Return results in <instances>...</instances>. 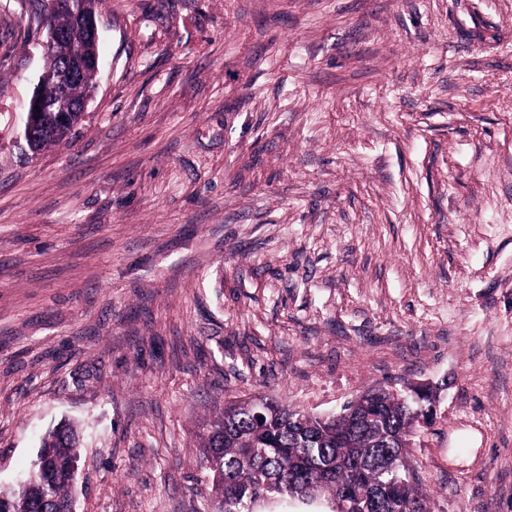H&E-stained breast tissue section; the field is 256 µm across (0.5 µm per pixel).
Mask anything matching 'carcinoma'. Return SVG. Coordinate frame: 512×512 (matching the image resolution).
<instances>
[{
    "instance_id": "cac0c4a2",
    "label": "carcinoma",
    "mask_w": 512,
    "mask_h": 512,
    "mask_svg": "<svg viewBox=\"0 0 512 512\" xmlns=\"http://www.w3.org/2000/svg\"><path fill=\"white\" fill-rule=\"evenodd\" d=\"M44 26L66 32L45 54L43 76L52 82L85 34L68 14L50 16ZM95 78L94 68L84 69L68 86L70 99L81 101ZM84 117L72 112L62 124L56 113H40L28 149L36 154L61 144ZM433 401L432 393L419 404L407 393L378 386L348 402L343 422L333 426L275 400L261 421L243 402L224 406L199 445L212 472L216 512H247L246 505L273 494L303 498L319 492L347 502L350 512H426L429 494L406 474L405 455L421 426L416 410ZM80 447L74 424L48 431L28 482L0 488V512H56L61 504L74 505L71 470Z\"/></svg>"
}]
</instances>
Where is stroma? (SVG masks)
Instances as JSON below:
<instances>
[{
	"mask_svg": "<svg viewBox=\"0 0 512 512\" xmlns=\"http://www.w3.org/2000/svg\"><path fill=\"white\" fill-rule=\"evenodd\" d=\"M39 0H0V486L79 426L76 512H208L225 403L446 382L427 512H512V0H102L30 155ZM99 59H93V67H88L84 69L82 76L79 77L76 81H72L68 86V93L70 99L77 103L81 101L87 92L95 87V78L96 72L95 68L98 67ZM65 93V84L59 82L53 89L48 86L42 79L39 78L38 83L28 100L25 113L24 123V137L26 142L30 138L32 128V118L34 112H41L38 118V127L36 129V136L33 138V143L28 144V149L32 154H36L49 147L60 145L63 141L69 138L72 130L83 122L85 117L84 112H87L89 103L94 99V94L85 98L77 107V112L71 111L70 120L68 124H62L58 121L55 112H45L46 100L50 94L53 96L61 97ZM38 105V109L34 106Z\"/></svg>",
	"mask_w": 512,
	"mask_h": 512,
	"instance_id": "1",
	"label": "stroma"
}]
</instances>
